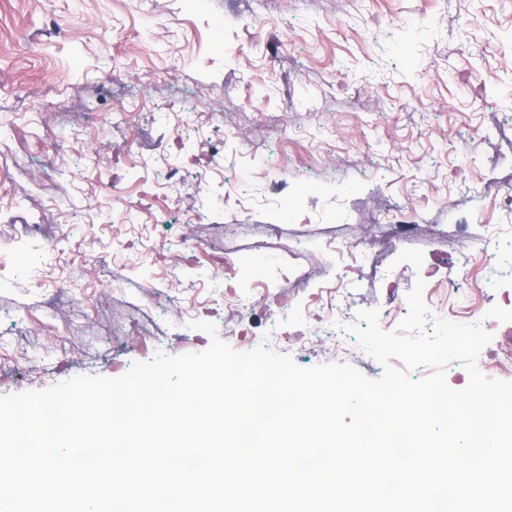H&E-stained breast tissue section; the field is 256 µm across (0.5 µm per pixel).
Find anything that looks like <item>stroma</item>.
<instances>
[{
    "label": "stroma",
    "instance_id": "obj_1",
    "mask_svg": "<svg viewBox=\"0 0 512 512\" xmlns=\"http://www.w3.org/2000/svg\"><path fill=\"white\" fill-rule=\"evenodd\" d=\"M1 122L0 396L204 351L195 320L378 378L314 314L396 331L460 224L512 328V0H0Z\"/></svg>",
    "mask_w": 512,
    "mask_h": 512
}]
</instances>
